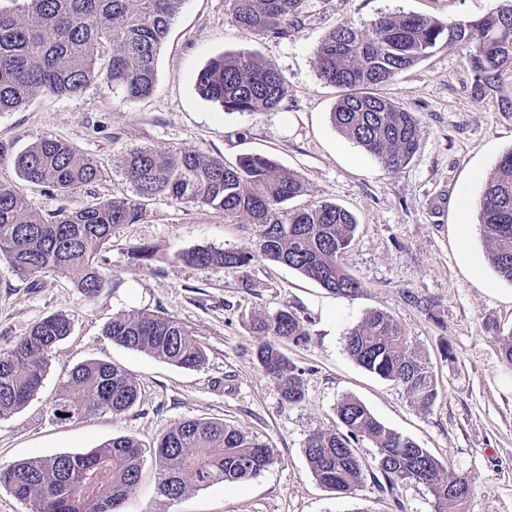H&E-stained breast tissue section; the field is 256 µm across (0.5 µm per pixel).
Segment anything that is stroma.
I'll use <instances>...</instances> for the list:
<instances>
[{
    "mask_svg": "<svg viewBox=\"0 0 512 512\" xmlns=\"http://www.w3.org/2000/svg\"><path fill=\"white\" fill-rule=\"evenodd\" d=\"M502 0H308L288 38L240 33L225 0H184L160 52L155 91L132 101L105 81L75 97L37 94L24 107L0 112V179L16 183L46 211L130 195L113 159L131 149L173 148L224 157L264 153L306 184L299 208L324 202L358 222L343 257L363 284L341 298L288 266L256 257L243 267L202 268L182 253L198 247L231 249L255 243L246 224L222 213L160 199L143 220L112 231L100 259L107 282L86 296L50 274L29 285L0 261V350L53 313L73 321L70 336L49 357L43 384L29 403L0 418V467L33 457L84 453L115 436H130L146 455L142 477L124 512H435L421 485L390 493L373 477L352 495L320 486L304 448L310 434L336 429V406L363 401L386 427L426 448L472 485L464 512H512V365L496 335L512 329V282L486 260L479 201L486 178L512 150V72L475 95L463 50L438 45L417 66L380 92L414 112L420 138L413 159L387 171L342 135L331 114L340 89L320 79L315 52L340 24L368 28L378 17L417 14L443 22L471 21ZM225 52H248L275 64L287 86L280 106L266 112H224L202 98L195 81ZM53 137L94 158L102 178L69 197H49L20 181L12 159L32 142ZM156 250L151 266L137 265L132 247ZM290 309L307 320L308 342L282 350L304 370L305 399L288 405L256 358L255 319ZM373 309L390 313L431 367L438 397L427 410L404 390L369 372L345 349V333ZM156 312L185 323L206 359L186 369L116 345L104 334L113 315ZM94 360L124 368L139 399L125 413L53 421L48 407L71 370ZM221 421L274 450L256 478L189 491L177 501L156 492L150 456L159 436L184 419Z\"/></svg>",
    "mask_w": 512,
    "mask_h": 512,
    "instance_id": "stroma-1",
    "label": "stroma"
}]
</instances>
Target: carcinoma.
I'll list each match as a JSON object with an SVG mask.
<instances>
[{
    "mask_svg": "<svg viewBox=\"0 0 512 512\" xmlns=\"http://www.w3.org/2000/svg\"><path fill=\"white\" fill-rule=\"evenodd\" d=\"M23 2L26 6L18 12L0 8V112L16 110L38 93L76 95L101 76L129 100L151 96L159 54L184 0ZM226 2L230 23L237 29L281 39L298 29L307 0ZM441 42L466 49L474 93L483 94L504 72L512 71V0L473 21L444 23L409 14L382 16L366 30L341 24L317 48L319 76L344 90L331 112L332 124L390 172L415 154L420 123L414 113L374 89L428 58ZM102 59L106 64L101 68ZM196 89L227 113L272 110L287 95L280 70L244 52L212 59L197 75ZM13 163L24 180L48 188L54 196H69L102 177L96 160L55 138L35 141ZM113 165L131 185L132 195L58 209L46 217L11 183L0 180V259L14 275L33 283L60 274L84 295L99 292L105 283L99 256L112 230L140 222L146 203L162 198L221 212L226 224L251 225L262 257L298 271L339 297L362 291L342 263L358 227L355 217L333 203L288 208L289 201L304 194L305 183L270 157L246 155L230 165L222 157L195 151L158 153L143 147L117 156ZM479 227L489 264L512 282V151L485 180ZM182 258L197 267H242L255 254L247 247H199ZM71 330L68 315L50 314L0 352V417L34 397L49 354ZM258 330L266 337L257 349L260 366L280 386L288 404L302 403L304 372L290 363L278 342H307L308 322L280 309L258 322ZM104 333L119 346L183 368H195L205 359L193 332L170 316L117 314ZM345 343L359 365L402 387L417 407L434 404L438 390L433 371L392 315L369 311L347 330ZM138 396L135 381L123 368L92 361L72 369L49 410L57 421L97 413L118 416ZM336 416V429L312 433L305 446L310 471L321 485L338 494H354L365 480L357 448L367 442L376 450L383 489L392 493L422 484L433 495L436 512H462L472 492L466 477L390 430L354 397L337 404ZM273 460V449L233 426L184 419L157 440V491L175 501L194 488L248 481ZM142 465L140 444L118 436L86 453L18 461L0 470V485L28 504L29 512H124Z\"/></svg>",
    "mask_w": 512,
    "mask_h": 512,
    "instance_id": "1",
    "label": "carcinoma"
}]
</instances>
